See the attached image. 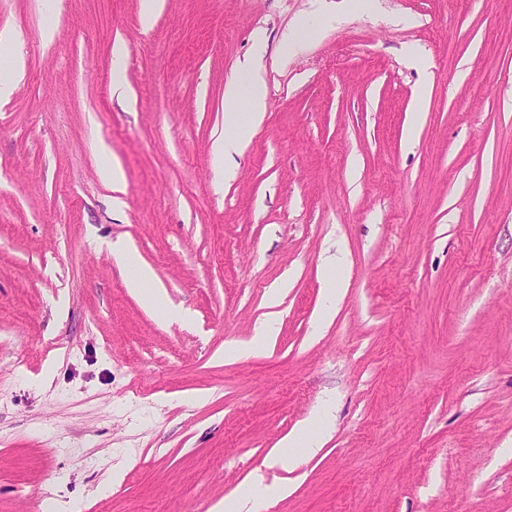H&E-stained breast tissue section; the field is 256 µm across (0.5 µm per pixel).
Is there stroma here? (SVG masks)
I'll use <instances>...</instances> for the list:
<instances>
[{
	"label": "stroma",
	"instance_id": "obj_1",
	"mask_svg": "<svg viewBox=\"0 0 512 512\" xmlns=\"http://www.w3.org/2000/svg\"><path fill=\"white\" fill-rule=\"evenodd\" d=\"M141 10L0 0L24 60L0 100V512H209L258 475L292 488L263 512H512V0ZM259 29L268 112L228 180L224 86ZM325 409L319 452L276 462ZM113 255L115 259L128 268L133 270V275L127 281L129 288L148 290L144 288H151L153 285L152 273L148 268L142 266L133 251L126 246H115L113 247ZM151 296L155 299L161 298L160 292L156 288L149 289ZM277 333L275 321H267L256 328V336L249 343L229 344L224 348L225 359L234 358L255 353Z\"/></svg>",
	"mask_w": 512,
	"mask_h": 512
}]
</instances>
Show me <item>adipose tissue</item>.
<instances>
[{
	"mask_svg": "<svg viewBox=\"0 0 512 512\" xmlns=\"http://www.w3.org/2000/svg\"><path fill=\"white\" fill-rule=\"evenodd\" d=\"M268 94L262 68L257 58L245 61L237 77L224 86V133L214 142L213 152L225 160V179H232L235 171L228 162L252 140L267 110ZM324 429L307 422L299 430L282 438L278 459L289 465H298L305 457L314 456L323 444Z\"/></svg>",
	"mask_w": 512,
	"mask_h": 512,
	"instance_id": "1",
	"label": "adipose tissue"
}]
</instances>
